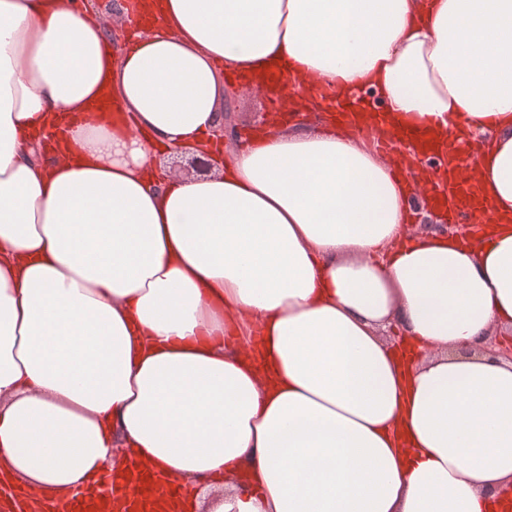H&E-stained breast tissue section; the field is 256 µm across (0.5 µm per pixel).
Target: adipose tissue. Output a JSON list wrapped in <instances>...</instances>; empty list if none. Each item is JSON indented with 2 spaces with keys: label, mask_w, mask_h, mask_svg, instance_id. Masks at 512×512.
<instances>
[{
  "label": "adipose tissue",
  "mask_w": 512,
  "mask_h": 512,
  "mask_svg": "<svg viewBox=\"0 0 512 512\" xmlns=\"http://www.w3.org/2000/svg\"><path fill=\"white\" fill-rule=\"evenodd\" d=\"M140 9L126 47L79 0H0V484L37 506L137 473L176 483L170 512L211 488V512H500L512 0ZM276 62L288 122L159 177L208 143L225 72ZM368 90L461 149L380 152L347 112ZM460 164L489 230L408 235V182Z\"/></svg>",
  "instance_id": "adipose-tissue-1"
}]
</instances>
